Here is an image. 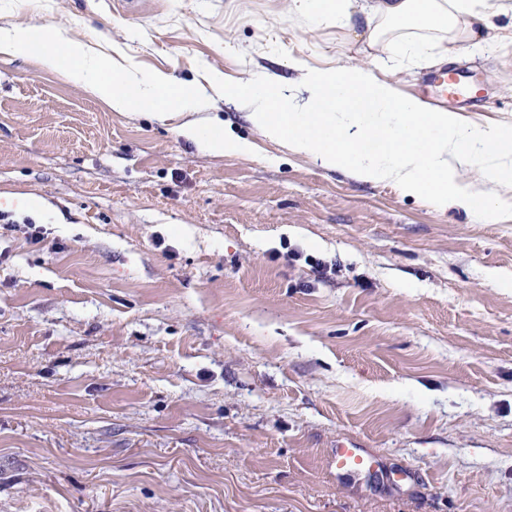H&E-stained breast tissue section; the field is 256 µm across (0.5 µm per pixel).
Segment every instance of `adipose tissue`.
I'll use <instances>...</instances> for the list:
<instances>
[{"label": "adipose tissue", "instance_id": "ef3b65f1", "mask_svg": "<svg viewBox=\"0 0 512 512\" xmlns=\"http://www.w3.org/2000/svg\"><path fill=\"white\" fill-rule=\"evenodd\" d=\"M288 12L311 22L330 16L341 28L362 13L363 38L378 53L335 69L295 61L297 83L308 93L301 99L254 74L230 88L217 73L205 87L162 73L140 78L132 63L91 53L55 24L0 28V51L35 58L113 109L134 107L156 117L180 111V134L216 154L250 156L249 141L217 133L218 117L204 123L195 116L210 106L211 90L220 88L226 98L252 103L248 118L265 137L323 168L345 170L359 182L392 184L401 195L484 223L512 218V127L480 126L430 109L400 96L392 82L405 57L427 59L430 43L452 49L494 44L486 0H290Z\"/></svg>", "mask_w": 512, "mask_h": 512}]
</instances>
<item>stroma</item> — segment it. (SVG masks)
Here are the masks:
<instances>
[{"instance_id": "1", "label": "stroma", "mask_w": 512, "mask_h": 512, "mask_svg": "<svg viewBox=\"0 0 512 512\" xmlns=\"http://www.w3.org/2000/svg\"><path fill=\"white\" fill-rule=\"evenodd\" d=\"M143 74L294 80L373 54L288 0H0ZM464 111L411 59L396 89L512 126V65L462 51ZM251 157L119 112L0 53V512H512V221L480 224L289 152ZM34 196L42 212L22 211ZM39 228L41 240L29 234ZM383 474L340 477L337 441Z\"/></svg>"}]
</instances>
